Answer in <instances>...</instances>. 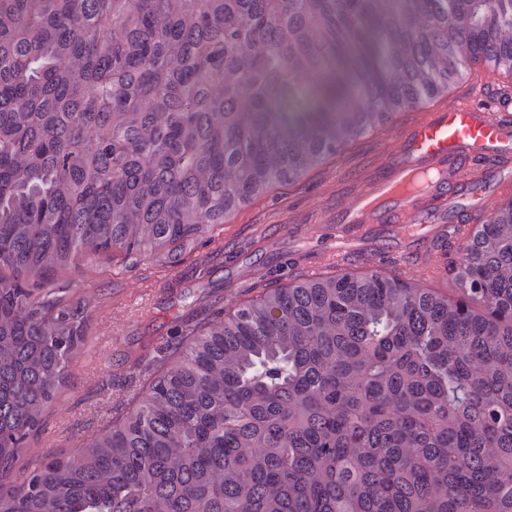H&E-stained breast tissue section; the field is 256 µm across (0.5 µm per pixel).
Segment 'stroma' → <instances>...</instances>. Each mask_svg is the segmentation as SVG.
<instances>
[{
    "instance_id": "1",
    "label": "stroma",
    "mask_w": 512,
    "mask_h": 512,
    "mask_svg": "<svg viewBox=\"0 0 512 512\" xmlns=\"http://www.w3.org/2000/svg\"><path fill=\"white\" fill-rule=\"evenodd\" d=\"M397 142L396 121L374 128L300 182L258 197L215 241L199 243L181 264L147 262L97 275L72 271L71 295L92 314L90 337L70 368L69 382L46 410L40 432L21 448L14 480L22 479L24 464L77 448L100 417L138 387V356H159L175 326L198 315L201 305L209 302L229 312L246 299V286L275 287L300 270L327 272L321 257L326 237L312 228V220L335 201L342 184ZM421 241L418 229L394 234L379 226L369 244L386 258L383 273L459 298L453 281L456 244H435L438 270L433 274L421 265L398 268L390 262V255L419 247ZM201 265L210 269L203 278L197 273Z\"/></svg>"
}]
</instances>
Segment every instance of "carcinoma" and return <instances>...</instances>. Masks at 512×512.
Listing matches in <instances>:
<instances>
[{
	"label": "carcinoma",
	"mask_w": 512,
	"mask_h": 512,
	"mask_svg": "<svg viewBox=\"0 0 512 512\" xmlns=\"http://www.w3.org/2000/svg\"><path fill=\"white\" fill-rule=\"evenodd\" d=\"M480 60L512 75V0H0V512H512V201L461 299L301 273L206 309L12 480L90 336L72 268L178 264Z\"/></svg>",
	"instance_id": "obj_1"
}]
</instances>
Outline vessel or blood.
Wrapping results in <instances>:
<instances>
[{
	"mask_svg": "<svg viewBox=\"0 0 512 512\" xmlns=\"http://www.w3.org/2000/svg\"><path fill=\"white\" fill-rule=\"evenodd\" d=\"M400 146L377 171L349 181L319 223L335 226L325 244L345 261L363 248L373 225L422 224L430 238L456 233L462 198L489 208L512 195V89L476 86L471 94L417 112L399 131Z\"/></svg>",
	"mask_w": 512,
	"mask_h": 512,
	"instance_id": "obj_1",
	"label": "vessel or blood"
}]
</instances>
